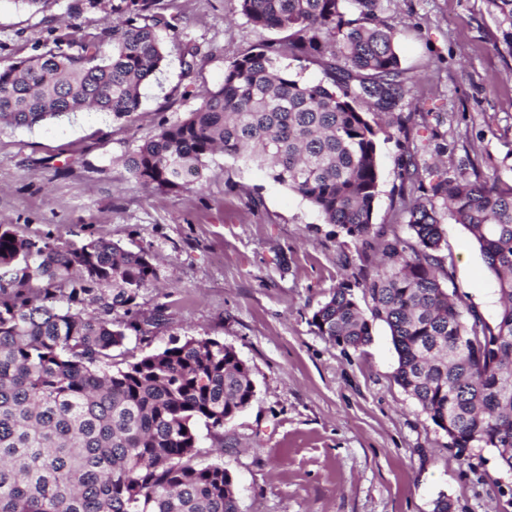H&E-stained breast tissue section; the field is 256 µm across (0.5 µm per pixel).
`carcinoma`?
<instances>
[{"label":"carcinoma","mask_w":512,"mask_h":512,"mask_svg":"<svg viewBox=\"0 0 512 512\" xmlns=\"http://www.w3.org/2000/svg\"><path fill=\"white\" fill-rule=\"evenodd\" d=\"M110 2L102 36L70 27L40 54L0 67V126L31 127L87 107L128 121L141 85L171 49L191 77L198 47L160 0ZM238 2L257 30L288 38L262 40L232 61L217 89L128 157L129 172L144 187L190 191L203 159L220 150L266 169L361 244L380 239L379 267L357 282L361 298L341 284L311 324L356 349L371 341L375 322L385 323L397 384L460 454L495 448L512 474V183L435 170L426 189L402 157L405 179L421 195L408 207V237H386L372 224L377 142L381 134L408 138L405 124L388 119L408 77L395 28L378 16L382 0ZM487 2L512 55V0ZM349 6L359 20L345 19ZM285 52L319 63L328 81L307 83L280 69ZM447 218L468 232L496 278L493 326L443 286L454 276L441 256ZM154 278L145 251L104 237L62 248L0 224V512H239L231 472L197 463L198 426L224 442V427L255 396L235 349L190 337L116 362L128 332L144 335L142 324L162 321V307L143 322L135 310ZM35 279L45 286L30 287ZM88 298L101 311H87ZM116 308L127 320L112 321Z\"/></svg>","instance_id":"obj_1"}]
</instances>
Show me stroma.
Returning a JSON list of instances; mask_svg holds the SVG:
<instances>
[{"label":"stroma","mask_w":512,"mask_h":512,"mask_svg":"<svg viewBox=\"0 0 512 512\" xmlns=\"http://www.w3.org/2000/svg\"><path fill=\"white\" fill-rule=\"evenodd\" d=\"M71 0L32 13L0 0V65L36 53L52 28L102 35L104 11L73 16ZM200 48L194 80L178 53L142 85L131 121L83 110L31 127L0 128V224L64 247L105 237L148 252L154 285L136 299L166 321L129 336L143 355L171 338H214L249 366L255 397L224 429L223 447L201 464L224 463L240 512H512V476L493 448L459 454L445 432L395 382L390 331L376 323L359 349L338 347L311 324L341 283L374 269V254L307 201L222 152L204 160L201 191L144 189L124 161L161 121H177L216 89L235 58L260 39L238 0H160ZM409 79L397 111L419 169L478 171L512 180V56L501 51L486 0H383ZM395 140H379L380 194L372 222L406 235L407 200ZM442 252L458 296L488 323L500 308L494 276L461 225L446 221Z\"/></svg>","instance_id":"obj_1"}]
</instances>
